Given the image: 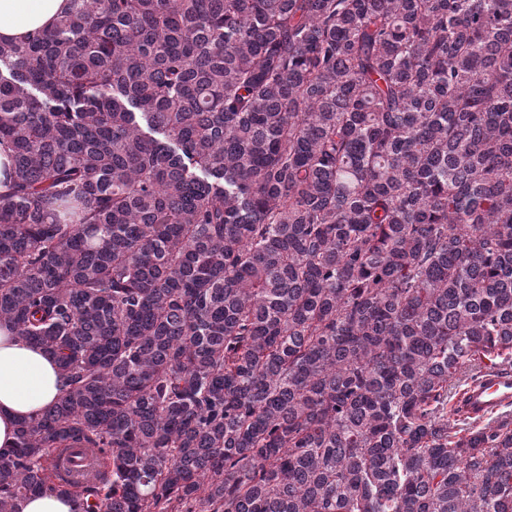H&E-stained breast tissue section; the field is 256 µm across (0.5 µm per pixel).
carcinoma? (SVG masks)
Listing matches in <instances>:
<instances>
[{"label":"carcinoma","instance_id":"cac0c4a2","mask_svg":"<svg viewBox=\"0 0 512 512\" xmlns=\"http://www.w3.org/2000/svg\"><path fill=\"white\" fill-rule=\"evenodd\" d=\"M2 144L0 325L64 388L0 512H512V421L448 417L512 361V0H70ZM78 504L72 498L55 494H40L27 498L22 504V512H77Z\"/></svg>","mask_w":512,"mask_h":512}]
</instances>
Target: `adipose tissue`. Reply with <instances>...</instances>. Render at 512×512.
Here are the masks:
<instances>
[{
	"instance_id": "ef3b65f1",
	"label": "adipose tissue",
	"mask_w": 512,
	"mask_h": 512,
	"mask_svg": "<svg viewBox=\"0 0 512 512\" xmlns=\"http://www.w3.org/2000/svg\"><path fill=\"white\" fill-rule=\"evenodd\" d=\"M68 0H0V38L19 39L44 30ZM62 387L55 357L8 327H0V448L13 447L21 420L51 406Z\"/></svg>"
}]
</instances>
